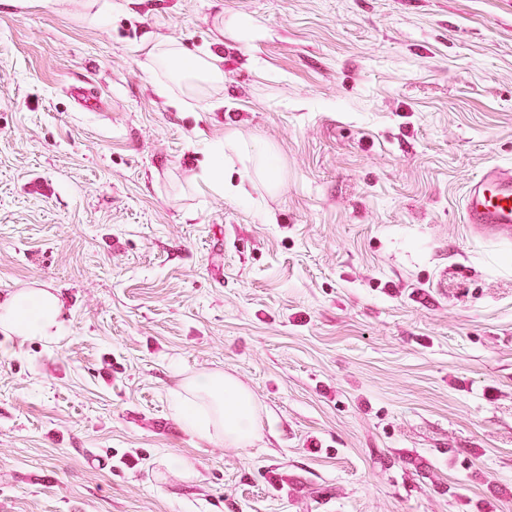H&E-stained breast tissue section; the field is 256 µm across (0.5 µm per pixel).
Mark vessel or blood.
Masks as SVG:
<instances>
[{
    "instance_id": "vessel-or-blood-1",
    "label": "vessel or blood",
    "mask_w": 512,
    "mask_h": 512,
    "mask_svg": "<svg viewBox=\"0 0 512 512\" xmlns=\"http://www.w3.org/2000/svg\"><path fill=\"white\" fill-rule=\"evenodd\" d=\"M463 211L466 223L474 228L511 238L512 170L497 165L487 168L479 179L468 184Z\"/></svg>"
}]
</instances>
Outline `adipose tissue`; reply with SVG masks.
<instances>
[{"label": "adipose tissue", "mask_w": 512, "mask_h": 512, "mask_svg": "<svg viewBox=\"0 0 512 512\" xmlns=\"http://www.w3.org/2000/svg\"><path fill=\"white\" fill-rule=\"evenodd\" d=\"M148 56L152 67L166 70L170 76V84L159 87L164 94L174 83L188 89L217 86L224 81L223 60L211 52L191 54L179 44L168 42L153 46ZM242 157V146L236 135H227L216 142L199 175L201 186L216 194L230 190L238 197H247L244 186L231 187L224 181L225 163ZM60 311V300L49 289L19 292L0 302V333L54 340L61 333ZM171 409L183 427L202 440L240 446L255 437L253 395L235 377L224 372L183 378L171 391Z\"/></svg>", "instance_id": "adipose-tissue-1"}]
</instances>
